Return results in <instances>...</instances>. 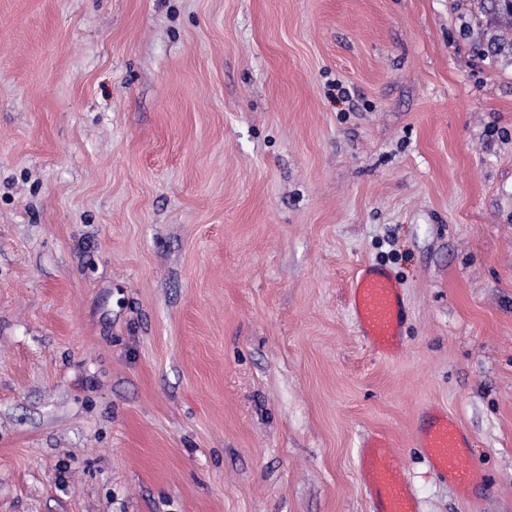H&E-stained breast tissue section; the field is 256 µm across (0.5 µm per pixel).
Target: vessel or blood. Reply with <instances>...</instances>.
Segmentation results:
<instances>
[{
    "label": "vessel or blood",
    "instance_id": "obj_1",
    "mask_svg": "<svg viewBox=\"0 0 512 512\" xmlns=\"http://www.w3.org/2000/svg\"><path fill=\"white\" fill-rule=\"evenodd\" d=\"M350 294L351 307L365 339L380 352L399 351L403 306L393 276L382 268H364L353 278ZM419 445L425 449L432 468L462 495L475 491L472 444L456 419L445 413H432ZM359 463L377 512H418L410 485L387 453L382 438H374L362 448Z\"/></svg>",
    "mask_w": 512,
    "mask_h": 512
}]
</instances>
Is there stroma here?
<instances>
[{"instance_id": "35a3bbf8", "label": "stroma", "mask_w": 512, "mask_h": 512, "mask_svg": "<svg viewBox=\"0 0 512 512\" xmlns=\"http://www.w3.org/2000/svg\"><path fill=\"white\" fill-rule=\"evenodd\" d=\"M489 37L477 0H0V512H375L379 434L420 512H512ZM432 409L484 496L427 462ZM351 307L365 339L382 353L401 348L403 306L400 288L385 269L366 267L352 280Z\"/></svg>"}]
</instances>
